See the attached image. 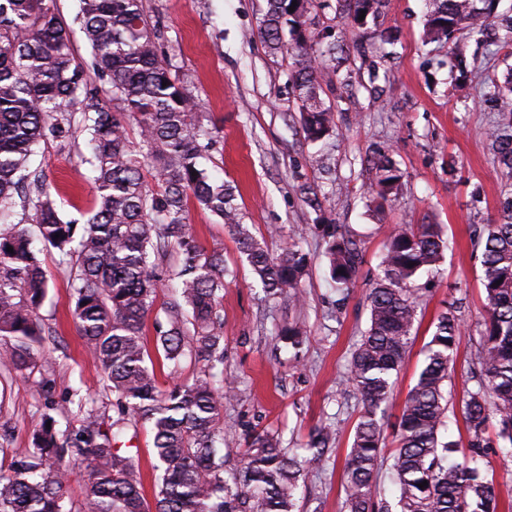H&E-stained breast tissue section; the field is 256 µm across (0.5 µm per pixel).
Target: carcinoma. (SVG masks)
Masks as SVG:
<instances>
[{"label":"carcinoma","mask_w":512,"mask_h":512,"mask_svg":"<svg viewBox=\"0 0 512 512\" xmlns=\"http://www.w3.org/2000/svg\"><path fill=\"white\" fill-rule=\"evenodd\" d=\"M297 2L295 10L288 8ZM353 21L377 17L385 0H341ZM430 41L449 40L465 25L487 26L495 0H428ZM312 0H266L261 35L270 52L291 60L289 81L301 102L304 139L324 142L334 131L332 107L321 93L336 72V44L329 27L316 28ZM84 37L92 53L93 85L73 55L67 26L53 0H0V341L7 367L46 397L56 381L42 374L46 336L39 310L48 279L27 228L7 221L16 206L27 212L45 246L70 265V299L79 334L104 374L118 417L109 405H93L64 431L47 414L33 447L0 468V512H77L65 496L67 463L87 474L82 512H150L141 474L122 447L125 417L151 426L160 470L155 512H297L303 462L281 439L255 432L240 469L225 467L224 398L234 382L224 378L226 280L233 271L224 254L206 250L188 224L189 205L209 212L237 241L255 278L277 298L299 300L308 257L293 234L273 257L264 240L243 223L232 190L200 168L217 130L188 94L160 47V29L143 0H81ZM140 129L133 143L127 121ZM89 135L95 170L93 208L81 225L64 222L30 170L36 148L59 138ZM500 174L512 180V137L496 138ZM371 190L379 199L397 189L401 172L387 155L375 162ZM150 169L159 189L149 188ZM326 243L329 277L351 288L362 263L356 240L336 224L318 225ZM13 247L8 252L7 247ZM447 241L439 224H392L374 286L368 295L370 325L353 351L347 381L363 412L343 465L348 512H499L493 480L478 466L496 441L512 447V204L497 224L473 239L479 252L487 319L475 360L477 387L467 391L463 416L468 452L445 440L449 365L461 338V318L451 306L428 342L425 365L400 416L386 434L383 419L392 377L404 363L417 316L412 288L422 272L437 269ZM173 292L155 322V353L170 371L194 362L191 378L161 387L147 348L144 325L160 289ZM278 339L297 349L303 329L290 324ZM334 444L331 428H315L308 450L319 457ZM387 466L395 502L377 498V478ZM427 482L424 488L418 484Z\"/></svg>","instance_id":"cac0c4a2"}]
</instances>
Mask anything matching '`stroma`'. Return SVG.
<instances>
[{
  "label": "stroma",
  "instance_id": "35a3bbf8",
  "mask_svg": "<svg viewBox=\"0 0 512 512\" xmlns=\"http://www.w3.org/2000/svg\"><path fill=\"white\" fill-rule=\"evenodd\" d=\"M321 22L333 27L346 54L324 100L336 129L326 148L308 144L300 127L288 60L269 55L259 34L264 0H143L161 27V48L219 137L202 165L229 184L244 221L278 254L292 233L303 235L309 255L300 301L269 297L222 224L199 208L189 222L206 249L223 250L235 273L224 289V372L237 385L224 403V425L234 440L225 451L237 469L250 434H279L290 453L305 457L301 512H346L342 460L362 413L346 380L347 365L369 326L368 295L378 272L385 224L442 225L448 247L436 275L419 277L413 344L386 409L400 415L425 359L433 321L448 307L463 320L451 368V394L475 388L470 368L484 330L481 266L473 253L476 227L495 222L512 184L500 177L494 134L512 135V0H497L487 36L456 33L461 58L425 36V0H387L380 15L359 26L342 17L336 0H315ZM388 154L403 173L392 201L377 206L368 193L372 164ZM83 138L58 139L38 148L32 168L63 220L81 219L95 199ZM317 188L322 207L309 208L301 185ZM344 225L363 256L348 295L333 288L317 220ZM48 295L40 315L53 331L46 372L57 382L53 401L60 427L77 424L80 406L104 399L103 373L84 347L69 308V266L55 250L41 252ZM300 323L305 341L294 354L276 338ZM47 403L33 382L0 363V427L6 456L26 453ZM334 430L331 452L307 453L311 431ZM139 465L143 494L153 501L155 470L148 426L122 430Z\"/></svg>",
  "mask_w": 512,
  "mask_h": 512
}]
</instances>
